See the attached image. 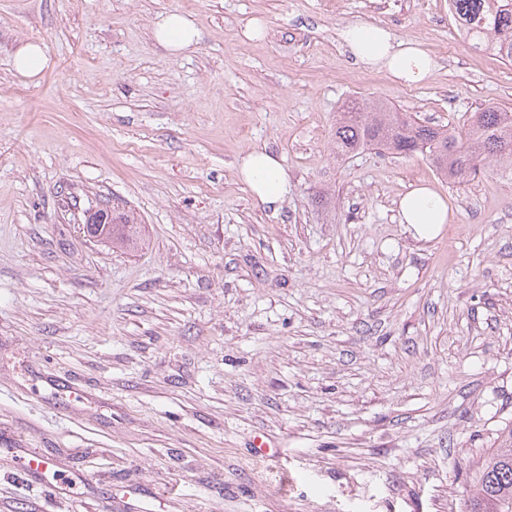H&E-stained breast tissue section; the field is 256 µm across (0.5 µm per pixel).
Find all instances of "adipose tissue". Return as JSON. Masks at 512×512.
<instances>
[{
  "instance_id": "obj_1",
  "label": "adipose tissue",
  "mask_w": 512,
  "mask_h": 512,
  "mask_svg": "<svg viewBox=\"0 0 512 512\" xmlns=\"http://www.w3.org/2000/svg\"><path fill=\"white\" fill-rule=\"evenodd\" d=\"M153 36L177 56L194 50L199 30L190 15L170 10L157 15ZM341 38L354 60L365 68L387 73L400 84H425L437 70L436 59L418 42L396 37L382 26L353 22L344 27ZM237 169L255 199L275 210L281 207L290 184L280 157L255 149L239 157ZM398 215L400 223L409 225L417 236L431 238L447 223L448 205L431 187L415 186L400 197Z\"/></svg>"
}]
</instances>
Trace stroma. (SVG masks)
Returning a JSON list of instances; mask_svg holds the SVG:
<instances>
[{"mask_svg":"<svg viewBox=\"0 0 512 512\" xmlns=\"http://www.w3.org/2000/svg\"><path fill=\"white\" fill-rule=\"evenodd\" d=\"M165 10L194 52L154 42ZM356 21L433 78L356 63ZM457 33L448 0H0V451L52 462L34 482L0 454V512H465L512 424V170L457 184L334 141L352 98L512 112V65ZM31 40L50 62L26 78ZM260 148L276 211L237 175ZM417 184L452 211L430 240L398 220ZM106 206L141 247L87 236ZM156 42L172 55L193 51L199 39V30L194 18L177 10L159 13L153 23ZM341 38L354 60L400 84H425L437 70L436 59L418 42L396 37L382 26L353 22L344 27ZM16 70L25 77H36L47 67L49 58L43 45L29 41L17 48L13 55ZM240 180L267 208L278 210L290 191L282 160L265 148L241 155L237 162Z\"/></svg>","mask_w":512,"mask_h":512,"instance_id":"35a3bbf8","label":"stroma"}]
</instances>
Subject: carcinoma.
I'll list each match as a JSON object with an SVG mask.
<instances>
[{"instance_id": "1", "label": "carcinoma", "mask_w": 512, "mask_h": 512, "mask_svg": "<svg viewBox=\"0 0 512 512\" xmlns=\"http://www.w3.org/2000/svg\"><path fill=\"white\" fill-rule=\"evenodd\" d=\"M453 17L473 45L494 49L512 63V0H451ZM390 154L419 153L436 172L454 183H465L494 163L512 167V113L487 107L473 113L461 131L430 126L387 104L352 99L336 121V153L365 149ZM112 243L135 248L141 244L134 215L112 212V224L99 229ZM499 447L478 459L471 473L476 492L466 512H512V425L500 435Z\"/></svg>"}]
</instances>
